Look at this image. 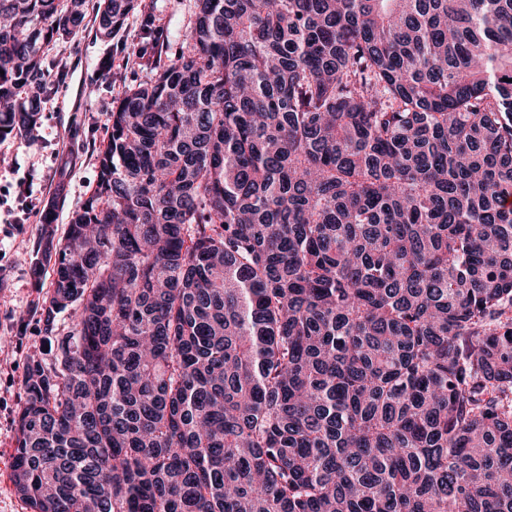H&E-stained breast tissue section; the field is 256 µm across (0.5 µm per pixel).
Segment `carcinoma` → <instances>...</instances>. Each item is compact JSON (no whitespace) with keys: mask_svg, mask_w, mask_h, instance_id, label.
Wrapping results in <instances>:
<instances>
[{"mask_svg":"<svg viewBox=\"0 0 512 512\" xmlns=\"http://www.w3.org/2000/svg\"><path fill=\"white\" fill-rule=\"evenodd\" d=\"M85 4L0 0V138ZM145 66L44 247L30 512H512V0H195Z\"/></svg>","mask_w":512,"mask_h":512,"instance_id":"obj_1","label":"carcinoma"}]
</instances>
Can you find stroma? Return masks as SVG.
<instances>
[{"label": "stroma", "mask_w": 512, "mask_h": 512, "mask_svg": "<svg viewBox=\"0 0 512 512\" xmlns=\"http://www.w3.org/2000/svg\"><path fill=\"white\" fill-rule=\"evenodd\" d=\"M190 3L137 0L124 26L103 39L96 34L100 0H87L81 27L45 51L49 92L34 132L0 140V512H30L11 479L23 373L29 359L49 364L55 357L38 310L53 278L40 244L63 238L96 183L113 104L149 76L141 58L146 27L168 30L163 51H178ZM47 202L56 215L51 224L41 218Z\"/></svg>", "instance_id": "35a3bbf8"}]
</instances>
